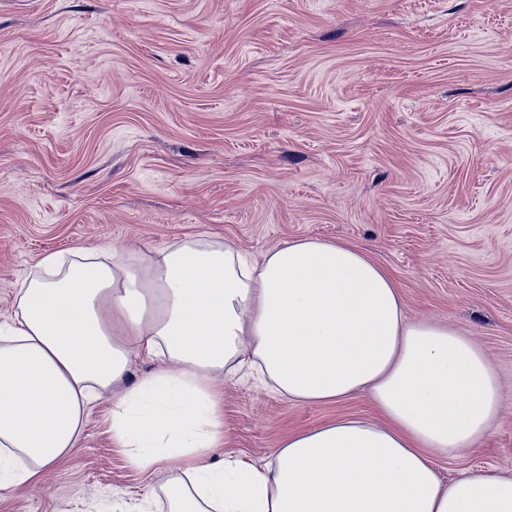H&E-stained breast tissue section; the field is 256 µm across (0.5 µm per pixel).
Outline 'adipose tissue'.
I'll use <instances>...</instances> for the list:
<instances>
[{
  "instance_id": "obj_1",
  "label": "adipose tissue",
  "mask_w": 512,
  "mask_h": 512,
  "mask_svg": "<svg viewBox=\"0 0 512 512\" xmlns=\"http://www.w3.org/2000/svg\"><path fill=\"white\" fill-rule=\"evenodd\" d=\"M14 297L0 322V490H38L120 385L112 438L139 471L165 473L168 512H512V476L445 484L432 463L497 423L488 358L460 330L409 320L391 273L356 247L75 246L42 257ZM135 356L155 367L132 382ZM245 365L301 403L367 393L379 418L292 433L260 467L209 463L227 438L215 379Z\"/></svg>"
}]
</instances>
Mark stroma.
<instances>
[{
  "mask_svg": "<svg viewBox=\"0 0 512 512\" xmlns=\"http://www.w3.org/2000/svg\"><path fill=\"white\" fill-rule=\"evenodd\" d=\"M200 236L364 250L409 319L465 331L502 384L497 426L434 457L440 478L512 474V0H0V321L46 253ZM220 386L217 455L256 466L290 431L375 416L364 394ZM111 408L0 512L162 500Z\"/></svg>",
  "mask_w": 512,
  "mask_h": 512,
  "instance_id": "stroma-1",
  "label": "stroma"
}]
</instances>
